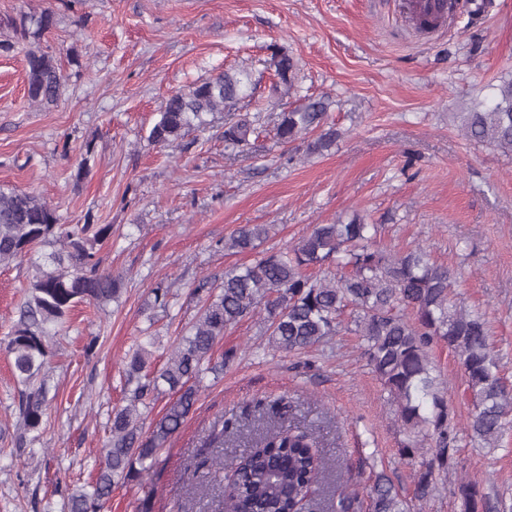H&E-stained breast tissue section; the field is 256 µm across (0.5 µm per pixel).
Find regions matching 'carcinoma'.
<instances>
[{
    "label": "carcinoma",
    "mask_w": 512,
    "mask_h": 512,
    "mask_svg": "<svg viewBox=\"0 0 512 512\" xmlns=\"http://www.w3.org/2000/svg\"><path fill=\"white\" fill-rule=\"evenodd\" d=\"M54 24V11L43 8L13 24L24 39L38 40ZM274 90L285 95L296 90L297 62L286 51L273 54ZM28 97L52 104L60 95L62 74L52 55L32 50L27 55ZM249 83L244 70H226L168 96L149 130L148 139L171 145L206 124L204 116L236 104ZM493 102L461 115L464 135L512 154V79L494 87ZM331 102L310 98L299 107L278 113L275 137L288 145L307 140L308 154H323L336 145L339 133L326 125ZM251 124L246 120L224 124V142L248 144ZM313 138H307V135ZM267 224L238 226L224 249L252 252L269 236ZM377 225L362 218L347 223L317 224L297 244L259 253L255 262L224 272V281L208 289L197 320L183 336L166 364L152 376L145 374L148 347L145 337L126 362L123 374L127 405L112 411L110 439L99 450L97 473L90 488L61 492V512H103L112 485L144 481L155 456L181 429L197 401L198 385L207 373L219 374L235 353L213 361V349L224 330L259 310L268 343L286 353H301L327 342L342 327L341 315L352 307L354 331L361 337L367 365L381 381L395 406L397 422L406 434L402 459L414 467L415 498L426 499L437 474L457 468L459 434L455 413L435 375L430 352L443 343L457 357L474 410L467 422L470 441L493 446L512 416V390L500 374L491 353L483 316L465 309L454 285L458 272L436 263L422 248L403 252L377 244ZM112 237L110 224H63L56 210L37 196L0 187V264L29 258L34 267L19 317L0 340L12 357L13 374L23 386L18 401V450L41 442V426L51 403L47 379L50 363V327L66 322L84 302L103 305L118 297L122 278L100 269L99 251ZM51 252L35 257L37 250ZM336 267L311 277V268ZM172 395L160 418L142 433L139 406L155 396ZM262 413L282 419L287 406L263 399L255 403ZM430 456L420 455L423 446ZM225 472L224 512H300L326 469L324 450L308 427H275L253 440L229 462L217 457ZM461 512H486L481 483L461 475L452 486ZM369 512H410L406 499L391 479L378 477L370 489ZM355 491L336 498V512H357Z\"/></svg>",
    "instance_id": "obj_1"
}]
</instances>
